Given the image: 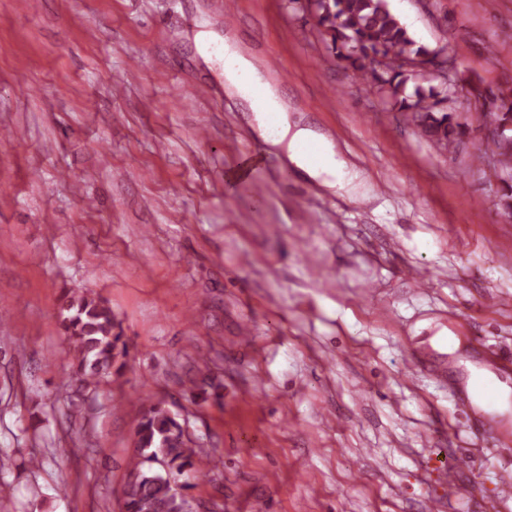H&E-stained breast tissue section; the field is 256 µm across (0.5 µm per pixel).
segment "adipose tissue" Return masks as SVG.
Returning <instances> with one entry per match:
<instances>
[{
    "label": "adipose tissue",
    "mask_w": 512,
    "mask_h": 512,
    "mask_svg": "<svg viewBox=\"0 0 512 512\" xmlns=\"http://www.w3.org/2000/svg\"><path fill=\"white\" fill-rule=\"evenodd\" d=\"M224 45V86L235 95L245 111L251 112L260 138L281 150L304 176L327 189L355 191L356 175L337 159L331 142L310 128L290 120L288 107L278 89L261 73L254 60Z\"/></svg>",
    "instance_id": "ef3b65f1"
}]
</instances>
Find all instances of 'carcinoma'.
I'll list each match as a JSON object with an SVG mask.
<instances>
[{
  "label": "carcinoma",
  "mask_w": 512,
  "mask_h": 512,
  "mask_svg": "<svg viewBox=\"0 0 512 512\" xmlns=\"http://www.w3.org/2000/svg\"><path fill=\"white\" fill-rule=\"evenodd\" d=\"M313 14L321 40L334 60L354 79L379 95L391 110L452 153L464 135L449 105L453 88L421 78L409 66L433 62L438 50L415 40L406 24L390 9L388 0H289ZM458 96L474 102L483 125L493 129L480 140L474 157H488L499 166L502 179L499 205L512 217V84L487 85L457 77ZM61 324L76 375L86 387L121 377L127 368L128 345L122 323L111 307L88 294L65 296ZM202 449L168 409L153 404L143 408L134 431V451L127 463L121 512H192L186 487L197 478L194 458Z\"/></svg>",
  "instance_id": "obj_1"
}]
</instances>
